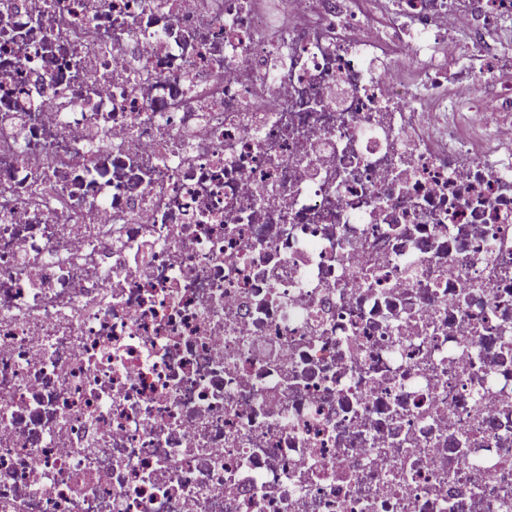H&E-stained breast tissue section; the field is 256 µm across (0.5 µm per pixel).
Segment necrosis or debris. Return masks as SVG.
I'll use <instances>...</instances> for the list:
<instances>
[{"mask_svg":"<svg viewBox=\"0 0 512 512\" xmlns=\"http://www.w3.org/2000/svg\"><path fill=\"white\" fill-rule=\"evenodd\" d=\"M282 4L0 0V512H512V0Z\"/></svg>","mask_w":512,"mask_h":512,"instance_id":"obj_1","label":"necrosis or debris"}]
</instances>
